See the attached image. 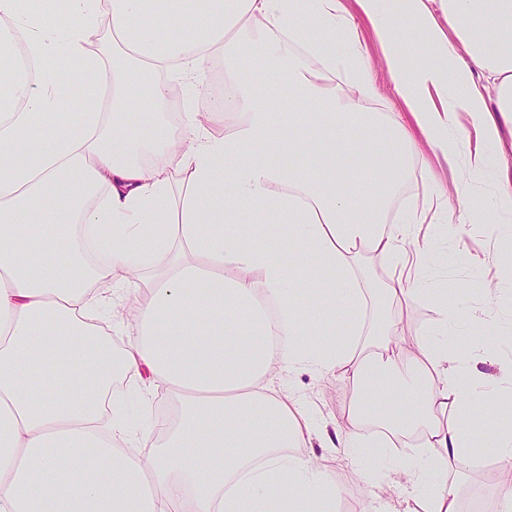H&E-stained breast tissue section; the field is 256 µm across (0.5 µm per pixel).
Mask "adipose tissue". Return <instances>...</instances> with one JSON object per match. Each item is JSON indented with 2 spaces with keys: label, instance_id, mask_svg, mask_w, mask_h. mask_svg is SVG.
Wrapping results in <instances>:
<instances>
[{
  "label": "adipose tissue",
  "instance_id": "ef3b65f1",
  "mask_svg": "<svg viewBox=\"0 0 512 512\" xmlns=\"http://www.w3.org/2000/svg\"><path fill=\"white\" fill-rule=\"evenodd\" d=\"M383 2L0 0V512H336L338 481L304 452L316 436L365 449L367 487L401 471L406 512H462L470 450L491 438L512 512V400L474 416L456 369L474 337L448 332L461 301L420 287L430 247L416 227L428 213L449 223L448 194L432 185L422 208L390 216L424 142L465 155L469 173L494 169L492 229L512 236V167L491 165L512 124V0H401L434 50L411 68ZM103 24L125 61L88 51ZM367 29L400 111L362 105L375 92ZM219 53L229 75L251 56L256 79L171 129L169 75ZM337 73L353 93H337ZM143 75L156 107L133 123ZM88 78L109 98H83L69 119L61 88ZM223 112L235 120L217 135L207 123ZM462 114L477 147L452 133ZM365 256L401 271L368 287ZM424 298L438 318L407 341L403 312ZM121 305L116 349L101 320ZM300 364L353 392L333 433L272 386ZM125 378L143 409L161 391L178 399L147 456L112 395ZM404 436L417 454L392 459Z\"/></svg>",
  "mask_w": 512,
  "mask_h": 512
}]
</instances>
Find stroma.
<instances>
[{
  "label": "stroma",
  "instance_id": "stroma-1",
  "mask_svg": "<svg viewBox=\"0 0 512 512\" xmlns=\"http://www.w3.org/2000/svg\"><path fill=\"white\" fill-rule=\"evenodd\" d=\"M366 50L378 89L377 97L369 101L370 106L381 112L400 111L392 81L374 39H367ZM463 171L461 159H447L429 147H422L395 207L400 210L421 199L430 183L448 189V197L454 206L452 219L458 232L452 236L443 225L430 227L433 245L425 280L430 288L457 290L467 307L459 319L460 328H467L470 320H478L484 330L480 347L497 352V359L491 361L476 353L463 357L461 365L463 377L485 379L483 402L491 405L512 393V334L504 335L499 331L501 325L512 322V271L504 272L501 261L505 252L512 251V241L504 240L492 231V199L487 191L478 189L472 180L464 178ZM276 383L313 406L330 430L342 421L352 399L350 388L340 378L303 365L278 376ZM311 453L326 465L330 475L340 481L339 512H403L405 503L398 472H387L380 487L370 489L361 481L357 454L332 455L317 445L312 447ZM472 455L474 460L468 471L463 510L473 512L478 507L482 512H497V449L489 442L485 447L473 449Z\"/></svg>",
  "mask_w": 512,
  "mask_h": 512
}]
</instances>
